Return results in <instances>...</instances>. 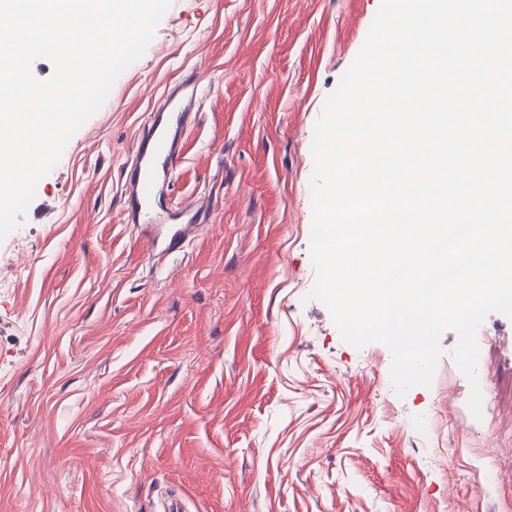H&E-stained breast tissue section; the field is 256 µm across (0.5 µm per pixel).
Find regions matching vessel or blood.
Returning a JSON list of instances; mask_svg holds the SVG:
<instances>
[{
	"label": "vessel or blood",
	"instance_id": "1",
	"mask_svg": "<svg viewBox=\"0 0 512 512\" xmlns=\"http://www.w3.org/2000/svg\"><path fill=\"white\" fill-rule=\"evenodd\" d=\"M208 93V86L199 78L187 77L150 113L128 163L125 199L131 223H160L156 211L160 199L159 178L175 171L182 139Z\"/></svg>",
	"mask_w": 512,
	"mask_h": 512
}]
</instances>
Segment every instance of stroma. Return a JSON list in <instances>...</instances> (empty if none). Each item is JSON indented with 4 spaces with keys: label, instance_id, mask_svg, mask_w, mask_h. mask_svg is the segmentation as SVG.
<instances>
[{
    "label": "stroma",
    "instance_id": "1",
    "mask_svg": "<svg viewBox=\"0 0 512 512\" xmlns=\"http://www.w3.org/2000/svg\"><path fill=\"white\" fill-rule=\"evenodd\" d=\"M380 0H172L0 242V512H512V320L477 332L481 414L355 348L315 280L311 144ZM210 83L161 181L173 249L124 210L142 125Z\"/></svg>",
    "mask_w": 512,
    "mask_h": 512
}]
</instances>
